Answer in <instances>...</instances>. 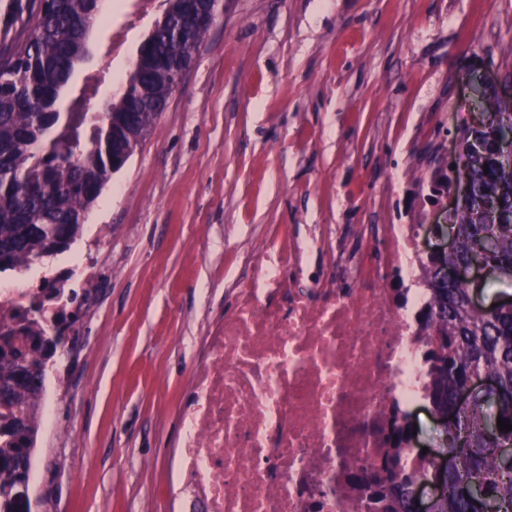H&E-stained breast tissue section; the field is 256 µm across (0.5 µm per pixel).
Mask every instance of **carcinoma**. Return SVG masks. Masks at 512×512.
<instances>
[{
  "mask_svg": "<svg viewBox=\"0 0 512 512\" xmlns=\"http://www.w3.org/2000/svg\"><path fill=\"white\" fill-rule=\"evenodd\" d=\"M204 3L165 0V10L137 51L126 87L103 106L104 122L81 142L86 113L56 111L60 90L85 52L97 0H10L0 39V273L29 269L68 250L83 231L90 206L118 164L128 139L123 129L137 123L152 128L172 91L175 72L188 66L208 32L195 20ZM190 30L175 36L174 26ZM481 123L460 132L476 140L480 153L461 160L470 177L472 204L453 216L457 238L448 262L480 263L493 270L512 267V147H495L497 129L512 125V101L482 91ZM489 173H484V170ZM436 336L447 354L429 349L433 361L431 403L440 416L454 408V395L478 369L497 388L477 394L448 424L442 455L426 461L413 476L374 480L373 494L383 512H411L419 488L438 481L443 496L434 512H512V463L499 449L512 447V308L476 314L467 305L468 288L439 277L436 259L425 264ZM22 337H9L27 349L21 359L39 372L21 378L0 366V512H29L32 455L40 427L46 369L64 336H50L36 319H23Z\"/></svg>",
  "mask_w": 512,
  "mask_h": 512,
  "instance_id": "obj_1",
  "label": "carcinoma"
}]
</instances>
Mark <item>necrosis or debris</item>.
Returning a JSON list of instances; mask_svg holds the SVG:
<instances>
[{"mask_svg":"<svg viewBox=\"0 0 512 512\" xmlns=\"http://www.w3.org/2000/svg\"><path fill=\"white\" fill-rule=\"evenodd\" d=\"M423 225L271 232L213 323L179 411L175 484L202 512H381L374 477L415 472L393 433L432 412ZM40 273L0 278V329Z\"/></svg>","mask_w":512,"mask_h":512,"instance_id":"obj_1","label":"necrosis or debris"}]
</instances>
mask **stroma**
<instances>
[{
    "mask_svg": "<svg viewBox=\"0 0 512 512\" xmlns=\"http://www.w3.org/2000/svg\"><path fill=\"white\" fill-rule=\"evenodd\" d=\"M102 0L87 126L161 17ZM512 80V0H224L152 134L112 174L60 255L89 299L49 372L37 512H186L169 489L177 407L232 278L276 224L447 223L427 203L488 84Z\"/></svg>",
    "mask_w": 512,
    "mask_h": 512,
    "instance_id": "35a3bbf8",
    "label": "stroma"
}]
</instances>
